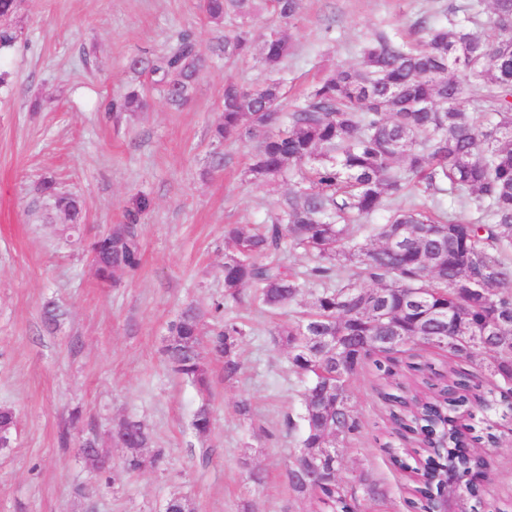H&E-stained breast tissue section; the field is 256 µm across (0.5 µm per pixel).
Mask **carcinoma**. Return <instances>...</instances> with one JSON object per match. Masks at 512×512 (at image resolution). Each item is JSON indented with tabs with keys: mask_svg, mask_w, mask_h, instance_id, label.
<instances>
[{
	"mask_svg": "<svg viewBox=\"0 0 512 512\" xmlns=\"http://www.w3.org/2000/svg\"><path fill=\"white\" fill-rule=\"evenodd\" d=\"M484 0L464 9L450 7L444 23L419 17L413 44L376 32L363 49L360 65L327 73L291 111L280 108L281 82L243 88L224 86L218 138L251 137L262 132L247 168L251 180L266 184L298 176V186L277 199L269 223L228 224L225 238L236 258L224 263L225 295L237 298L255 285L262 304L283 308L308 282L321 290L297 322L278 335L288 347V362L305 379L301 447L311 454L346 448L357 440L361 423L349 405L350 377L367 360L382 383L389 420L404 446L382 447L393 463L418 474L413 512H432L441 494L442 465L434 445L447 442L448 463L462 474L476 470V459L453 451L470 435L477 444L497 440L488 417L495 404L512 398V34L499 17L512 15V0H491L488 18L495 32L485 39L472 30L481 22ZM293 21L300 0H202L209 23L224 32V59L253 50L250 24L260 10ZM287 36L273 30L262 43L260 59L278 72L288 56ZM200 66L195 39L181 32L169 52L151 66L168 100L187 101ZM479 81L477 100L487 125L476 123L461 105L463 79ZM145 106L132 90L112 98L110 111L134 112ZM424 196L404 205L405 192ZM451 194L474 211L468 220L448 214L440 196ZM57 206L69 221L81 204L61 196ZM385 212L374 228L377 244H351L366 221ZM300 248L313 264L298 270L282 260L289 247ZM97 275L112 281L141 265L134 225L121 224L113 241L93 240ZM368 279L373 287L364 288ZM209 315L222 322L208 342L224 357V379L237 377L235 349L242 327L224 319V302H212ZM202 311L187 306L169 325L163 349L176 376L202 390L209 388L204 363ZM314 336L336 337L337 348H319ZM427 350L445 353L454 364L445 371L413 358ZM490 388L480 391L475 375L461 366L477 355ZM14 411L0 407V442L12 440ZM191 426L206 434L211 414L199 409ZM113 433L130 438L126 469L143 464L152 437L139 421L123 419ZM418 463L410 467L405 458ZM291 495H313L320 512H370L387 490L369 473L350 482L327 476L307 490L287 480Z\"/></svg>",
	"mask_w": 512,
	"mask_h": 512,
	"instance_id": "cac0c4a2",
	"label": "carcinoma"
}]
</instances>
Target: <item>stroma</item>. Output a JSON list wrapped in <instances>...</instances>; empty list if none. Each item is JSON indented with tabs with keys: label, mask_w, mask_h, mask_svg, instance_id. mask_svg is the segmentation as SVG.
<instances>
[{
	"label": "stroma",
	"mask_w": 512,
	"mask_h": 512,
	"mask_svg": "<svg viewBox=\"0 0 512 512\" xmlns=\"http://www.w3.org/2000/svg\"><path fill=\"white\" fill-rule=\"evenodd\" d=\"M463 0H301L286 32L282 109L300 102L339 65H354L378 30L415 41L420 16L443 17ZM12 25L19 37L0 53V406L16 414L10 448L0 451V512H163L172 496L193 512H315L294 501L285 467L300 446L288 417L301 410L302 382L288 365L277 330L307 308V285L292 308L268 311L256 287L224 295L228 224H262L289 181L257 184L245 174L253 139L211 136L224 84L259 86L269 78L257 54L225 62L199 0H22ZM192 32L205 66L184 105H172L148 64L178 32ZM144 65L132 68V59ZM138 89L147 105L113 116L114 95ZM84 203L78 229L43 192ZM147 200L137 211L138 200ZM135 221L142 264L117 281L98 279L93 239ZM223 299L227 317L246 334L236 348L237 378L202 344L210 373L202 391L173 375L161 349L168 326L188 305ZM63 315L48 324L43 306ZM350 403L362 424L342 449L338 477L368 471L387 490L377 512H406L412 483L381 447L390 441L389 405L372 364L350 380ZM249 401L250 415L237 411ZM208 407L211 430L198 435L194 413ZM122 418L151 431L160 461L124 469L126 451L110 433ZM493 464L483 481V512H512V419L496 430ZM97 439L109 459L106 477L80 455ZM263 483H254L251 472Z\"/></svg>",
	"instance_id": "35a3bbf8"
}]
</instances>
